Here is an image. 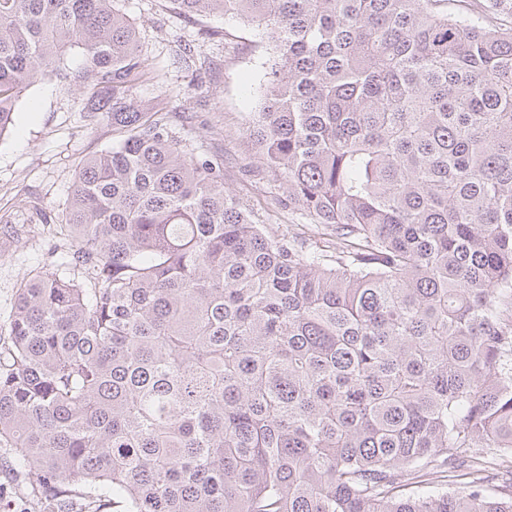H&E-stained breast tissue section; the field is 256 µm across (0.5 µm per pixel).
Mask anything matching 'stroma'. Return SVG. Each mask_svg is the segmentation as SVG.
Wrapping results in <instances>:
<instances>
[{
  "label": "stroma",
  "mask_w": 512,
  "mask_h": 512,
  "mask_svg": "<svg viewBox=\"0 0 512 512\" xmlns=\"http://www.w3.org/2000/svg\"><path fill=\"white\" fill-rule=\"evenodd\" d=\"M150 64L148 79L133 91L149 109L191 112L188 144L205 142L224 160L225 185L258 204L266 180L253 176L257 157L237 133L246 113L258 107L251 84L263 74L265 57L243 24L220 14L186 16L170 0H124ZM205 58L201 69L178 64L183 47ZM78 86L46 80L30 86L18 102L15 124L0 137V330H6L23 277L54 270L71 246L60 224L69 188L82 160L114 142L112 125L87 124Z\"/></svg>",
  "instance_id": "stroma-1"
}]
</instances>
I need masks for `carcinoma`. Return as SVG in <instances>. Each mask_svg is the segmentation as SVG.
Instances as JSON below:
<instances>
[{
    "instance_id": "obj_1",
    "label": "carcinoma",
    "mask_w": 512,
    "mask_h": 512,
    "mask_svg": "<svg viewBox=\"0 0 512 512\" xmlns=\"http://www.w3.org/2000/svg\"><path fill=\"white\" fill-rule=\"evenodd\" d=\"M120 0H0V134L73 82L119 135L0 346L38 512H512V25L451 0H169L273 54L268 235L132 88ZM468 465L463 489L449 474Z\"/></svg>"
}]
</instances>
